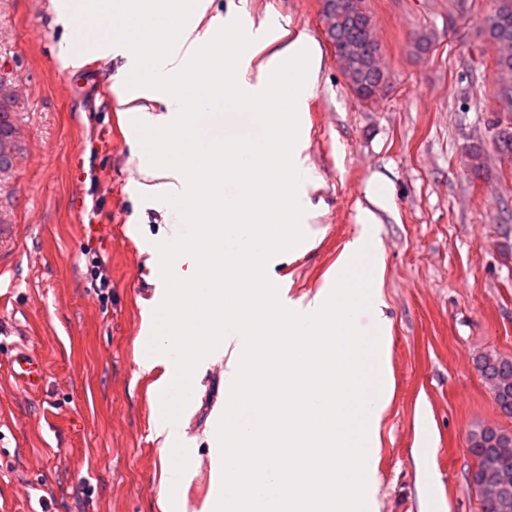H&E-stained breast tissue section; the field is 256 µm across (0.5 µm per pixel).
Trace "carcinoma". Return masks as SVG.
<instances>
[{"instance_id": "1", "label": "carcinoma", "mask_w": 512, "mask_h": 512, "mask_svg": "<svg viewBox=\"0 0 512 512\" xmlns=\"http://www.w3.org/2000/svg\"><path fill=\"white\" fill-rule=\"evenodd\" d=\"M322 16L328 37L335 41L341 71L347 83L355 90L367 91L385 78V73L373 61L380 52L374 34L372 16L365 7V0H324ZM487 39L497 48L496 73L499 96L512 109V0H495V5L485 21ZM12 98L0 96V139L14 134L9 108ZM476 368L484 378H493L505 370L512 373V359L496 354H484L476 360ZM497 428L480 427L471 432L473 441L468 447L478 468L506 464L512 469V447L497 448L490 444ZM491 483L478 490L483 512H512V496L502 503L490 490Z\"/></svg>"}]
</instances>
